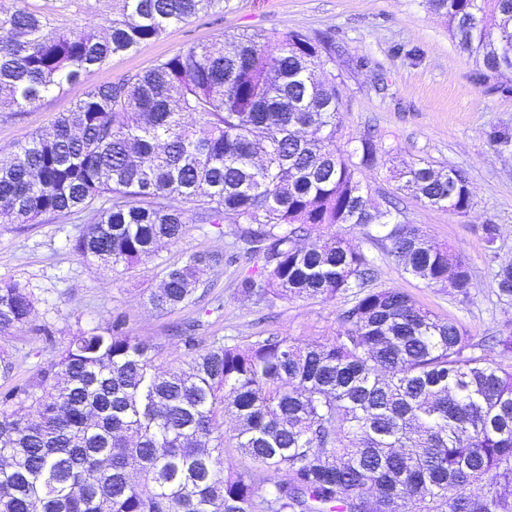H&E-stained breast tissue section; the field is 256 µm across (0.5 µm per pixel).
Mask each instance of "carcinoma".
<instances>
[{"mask_svg": "<svg viewBox=\"0 0 512 512\" xmlns=\"http://www.w3.org/2000/svg\"><path fill=\"white\" fill-rule=\"evenodd\" d=\"M0 0V112H21L110 57L225 0H121L67 30ZM485 76L512 73V0H429ZM336 43L298 30L238 32L91 88L0 162V223L86 213L72 249L119 273L190 224H236L223 251L166 266L156 310L196 303L200 275L244 261L239 296L349 299L328 343L278 333L248 344L178 328V365L123 315L79 327L24 381L0 351V512H512V329L476 341L406 293L375 288L374 261L315 228L374 224L402 271L469 293L463 256L369 204L370 138L338 144ZM397 190L466 215L467 175L421 159ZM512 300V259L494 273ZM35 299L0 282V336ZM239 427L224 438V418Z\"/></svg>", "mask_w": 512, "mask_h": 512, "instance_id": "cac0c4a2", "label": "carcinoma"}]
</instances>
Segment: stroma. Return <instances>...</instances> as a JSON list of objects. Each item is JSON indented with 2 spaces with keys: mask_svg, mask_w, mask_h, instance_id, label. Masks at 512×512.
Here are the masks:
<instances>
[{
  "mask_svg": "<svg viewBox=\"0 0 512 512\" xmlns=\"http://www.w3.org/2000/svg\"><path fill=\"white\" fill-rule=\"evenodd\" d=\"M27 2L63 30L90 14L112 18L119 8V0ZM244 29H294L334 39L339 48L342 138L356 142L374 135L379 164L369 182L376 195L394 193L393 172L403 160L426 159L467 173L474 200L468 215L429 208L409 196L402 197L401 209L429 238L464 255L471 283L468 296L407 276L373 227L352 228L349 241L375 263V287L410 294L418 305L459 322L477 339L512 327V301L499 300L493 280L499 259L512 256V140L493 138L497 131L512 133V74L481 75L427 0H228L223 13L201 14L171 26L158 39L109 58L81 82L26 111L0 112V160L10 157L23 137L49 131L55 118L70 111L91 87L143 72L186 45L209 43ZM486 224L499 228L494 254L483 240ZM85 225V218L73 215H45L35 224H0V281L18 284L37 299L34 329L0 338V347L14 361L15 379H25L37 366L55 359L60 344L77 327L116 313L125 315L131 335L158 349V362L165 366L176 364L183 352L172 327L189 318L201 320L197 335L204 345L215 336H231L241 343L276 332L325 343L336 335L346 297H288L270 306L255 305L235 290L248 271L244 264L203 278L208 299H223V312L208 315L198 304L158 312L148 305L147 295L158 286L165 266L198 252L223 249L234 224L191 225L177 242L161 245L155 256L116 274L71 249L70 239ZM45 324L55 333L54 343H46L35 331Z\"/></svg>",
  "mask_w": 512,
  "mask_h": 512,
  "instance_id": "1",
  "label": "stroma"
}]
</instances>
